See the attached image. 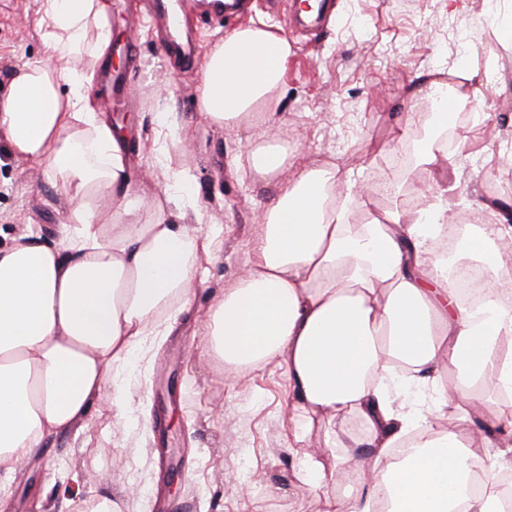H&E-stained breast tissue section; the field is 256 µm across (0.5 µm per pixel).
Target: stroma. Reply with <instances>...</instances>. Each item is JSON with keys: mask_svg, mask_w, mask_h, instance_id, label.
Listing matches in <instances>:
<instances>
[{"mask_svg": "<svg viewBox=\"0 0 512 512\" xmlns=\"http://www.w3.org/2000/svg\"><path fill=\"white\" fill-rule=\"evenodd\" d=\"M112 0V39L120 47L112 64L124 89L112 100L113 121L129 130L136 173L155 166L143 195H160L169 176L159 166L165 142L156 112H173L189 136L176 160L193 177L192 201L202 223L219 234V251L200 261L196 309L215 303L224 287L249 265L260 233L267 192L249 173L250 155L261 145L252 133L210 125L198 108V87L207 50L236 29L233 21L201 14L193 58L164 48L142 23L136 58L122 49L130 36L133 6ZM293 0L278 9L256 7L251 24L284 32L291 53L276 118L288 144L289 172L325 159L352 170L364 182L377 179L383 162L434 130L425 99L413 94L419 74L435 69L459 78L472 73V124L465 144L438 154L439 182L456 183L451 207L483 214L495 198L512 204V188L497 184L505 166L501 150L512 143V6L492 9L488 0H463L448 13L442 0H328L319 28L297 27ZM38 0H0V97L13 73L43 57ZM413 115L411 128L392 118ZM65 203L45 176L10 155L0 140V246L34 225L49 243L60 239ZM131 412L115 424L110 400L100 401L72 432L51 438L47 454L23 461L0 499V512H79L84 501L108 492L119 512H325L323 490L312 488L304 454L325 467L360 470L362 448H328L311 439L301 449L288 418V383L278 367L235 377L208 352L194 312L180 314L164 335L152 338L126 373ZM439 430L482 435L487 464L512 466L507 436L478 422L438 416Z\"/></svg>", "mask_w": 512, "mask_h": 512, "instance_id": "obj_1", "label": "stroma"}]
</instances>
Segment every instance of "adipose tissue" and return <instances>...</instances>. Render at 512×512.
I'll return each instance as SVG.
<instances>
[{"instance_id": "ef3b65f1", "label": "adipose tissue", "mask_w": 512, "mask_h": 512, "mask_svg": "<svg viewBox=\"0 0 512 512\" xmlns=\"http://www.w3.org/2000/svg\"><path fill=\"white\" fill-rule=\"evenodd\" d=\"M46 56L23 64L0 99V138L57 185L67 202L58 244L26 230L0 248V497L25 459L50 436L70 432L93 404L111 396L149 337L194 302L212 230L188 221L187 171L162 198L146 201L134 183L122 124L97 111L90 90L112 63L111 0H40ZM290 55L287 38L266 25L238 28L209 48L199 109L210 124L245 128L265 144L251 155L262 179L288 164L273 111ZM367 187L351 171L305 168L267 204L249 267L205 317L209 351L246 374L280 367L292 401L294 438L319 435L325 447L371 453L357 474L306 465L315 486L367 483L345 512H501L499 471L486 469L466 491L473 448L434 431L419 400H407L397 365L431 393L436 410L460 420L481 415L512 428V268L498 246L512 240L505 217L487 225L471 250L490 270L481 304L463 305L434 257L448 231V203L394 208L356 223ZM455 383L442 385L446 371ZM407 407H400V400ZM358 415L363 440L336 431Z\"/></svg>"}]
</instances>
